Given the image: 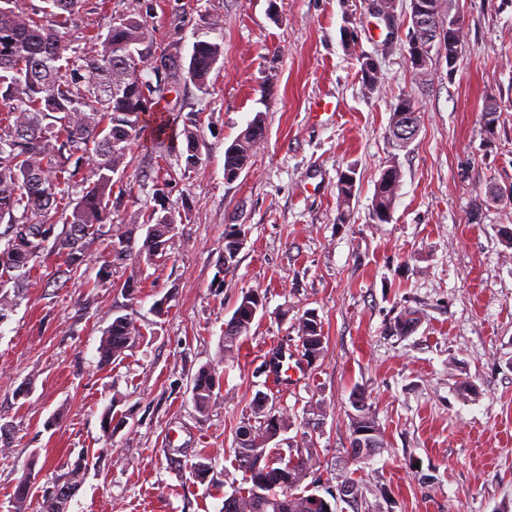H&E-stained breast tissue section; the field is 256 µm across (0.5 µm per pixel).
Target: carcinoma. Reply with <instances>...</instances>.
<instances>
[{
  "instance_id": "cac0c4a2",
  "label": "carcinoma",
  "mask_w": 512,
  "mask_h": 512,
  "mask_svg": "<svg viewBox=\"0 0 512 512\" xmlns=\"http://www.w3.org/2000/svg\"><path fill=\"white\" fill-rule=\"evenodd\" d=\"M45 15L70 19L79 13L82 0H45ZM423 7L431 12L427 39L420 40L421 64L411 65L417 75L427 72L432 51L439 50V28L442 26L440 0H411V11ZM95 49L84 55L68 56L42 20L17 7L0 6V321L8 318L20 296L21 284L30 277L39 258L55 255L63 259V274L71 280L94 246H105L103 279L112 276L117 265L151 262L167 254L175 230V218L169 211L154 209L146 214L136 211L127 227L112 223V194L120 182L116 175L126 165L130 144L144 131V104L157 105L169 92L166 76L177 68L200 87L220 58L224 43L196 40L192 44L187 66L177 64L175 56L167 62L156 83L139 80L136 65L148 61L165 49L149 37L144 14L133 11L109 27L106 33L93 35ZM360 77L367 89L378 81V68L369 57L362 58ZM417 127L415 104L403 97L395 104L389 133L400 148L410 140L399 137L405 122ZM186 167L200 160L198 140L188 128ZM264 113H255L244 132L225 149L224 178L232 181L248 167L265 141ZM395 181L383 178L375 184L372 220L389 224L401 182L396 162ZM82 187L81 196L73 200L72 189ZM355 187L354 172L349 170L339 179L340 203L347 205ZM64 214L60 232L49 223L51 211ZM146 228L141 244L134 232ZM264 297L256 291L244 293L232 317L236 329L224 333L222 353L233 356L240 349L241 337L248 335L256 319L254 311ZM419 322L417 311H404L396 322V330L406 336ZM299 351L320 356L325 336L322 321L315 310L305 311L298 320ZM140 329L127 315L117 316L103 331L99 345L102 363L112 364L133 346ZM193 400L201 413L209 409L213 390L218 384L215 372L203 366L192 380ZM350 397L361 407L356 422L375 432V447L383 445L375 415L364 393L351 391ZM268 413L258 425L247 422L237 431L249 433L245 443L235 442L234 460L239 450L252 449L248 466H237L247 474L248 495L254 502L253 512H326L324 502L310 501L312 494H295L307 469L308 458L299 454L282 466L269 461L264 442L268 435ZM38 474L30 471L19 481L15 500L23 507ZM77 488L76 482L58 483L48 492V512H63Z\"/></svg>"
}]
</instances>
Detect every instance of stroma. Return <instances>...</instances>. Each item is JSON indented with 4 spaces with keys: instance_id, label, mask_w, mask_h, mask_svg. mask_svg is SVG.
<instances>
[{
    "instance_id": "obj_1",
    "label": "stroma",
    "mask_w": 512,
    "mask_h": 512,
    "mask_svg": "<svg viewBox=\"0 0 512 512\" xmlns=\"http://www.w3.org/2000/svg\"><path fill=\"white\" fill-rule=\"evenodd\" d=\"M157 43L189 56L195 38L222 39L224 57L206 87L179 81L163 112L172 133L132 144L112 220L165 205L177 222L166 257L137 266L136 300L121 290L128 273H99L94 249L65 286L58 258L38 263L23 299L0 322V512H40L45 490L73 471L67 512H224L244 487L233 466L235 431L254 421L264 393L288 428L269 443L281 464L311 458L299 492L335 493L341 477L359 487L338 512H512V0H442L465 39L456 64L447 53L417 75L407 59L410 0H396L387 31L368 0H151ZM137 0H84L56 22L70 50H91ZM220 29H213V22ZM376 62L381 82L365 91L359 59ZM409 97L418 131L396 147L392 109ZM332 111L315 115L318 100ZM499 106L494 128L484 108ZM264 113L266 138L250 165L224 178V151ZM201 160L187 168L183 128ZM398 161L393 220L374 223L375 183ZM354 194L340 207L341 173ZM499 198L486 196L488 187ZM250 228L236 266L224 265V229ZM264 296L238 355L224 359V326L241 296ZM165 300L166 313L153 305ZM316 310L324 352L286 385L267 369L271 350L297 352L295 323ZM417 310L410 335L397 317ZM131 316L142 336L111 365L100 363L104 329ZM219 377L207 414L192 398L203 365ZM471 382L476 392L461 399ZM360 388L384 445L347 460L350 392ZM111 411V432L101 417ZM36 461L40 474L24 509L13 493ZM204 463L208 477L194 478Z\"/></svg>"
}]
</instances>
